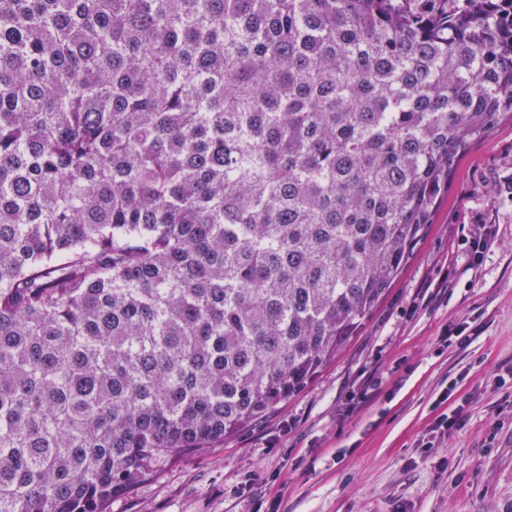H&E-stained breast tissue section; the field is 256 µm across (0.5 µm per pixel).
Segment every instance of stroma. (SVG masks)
Returning a JSON list of instances; mask_svg holds the SVG:
<instances>
[{"label": "stroma", "instance_id": "stroma-1", "mask_svg": "<svg viewBox=\"0 0 512 512\" xmlns=\"http://www.w3.org/2000/svg\"><path fill=\"white\" fill-rule=\"evenodd\" d=\"M487 229L494 243L473 264L467 241ZM457 326L465 342L444 339ZM511 367L507 117L460 159L413 257L336 360L262 423L168 457L110 512H512ZM457 404L465 427L421 454Z\"/></svg>", "mask_w": 512, "mask_h": 512}]
</instances>
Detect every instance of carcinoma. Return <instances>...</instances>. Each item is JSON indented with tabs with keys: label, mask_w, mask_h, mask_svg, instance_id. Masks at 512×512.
I'll return each mask as SVG.
<instances>
[{
	"label": "carcinoma",
	"mask_w": 512,
	"mask_h": 512,
	"mask_svg": "<svg viewBox=\"0 0 512 512\" xmlns=\"http://www.w3.org/2000/svg\"><path fill=\"white\" fill-rule=\"evenodd\" d=\"M506 115L512 0H0V512L307 387Z\"/></svg>",
	"instance_id": "1"
}]
</instances>
